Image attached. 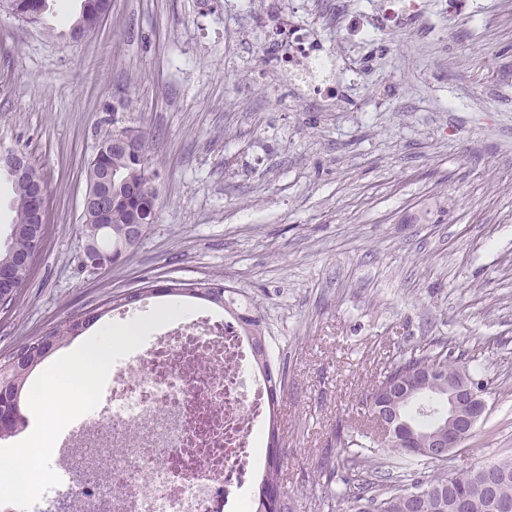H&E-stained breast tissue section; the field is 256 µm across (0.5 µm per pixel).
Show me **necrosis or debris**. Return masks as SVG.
Returning <instances> with one entry per match:
<instances>
[{
	"instance_id": "necrosis-or-debris-1",
	"label": "necrosis or debris",
	"mask_w": 512,
	"mask_h": 512,
	"mask_svg": "<svg viewBox=\"0 0 512 512\" xmlns=\"http://www.w3.org/2000/svg\"><path fill=\"white\" fill-rule=\"evenodd\" d=\"M274 60L311 94L336 95L334 55L305 24L289 28ZM269 407L238 320L180 319L115 363L105 404L60 453L66 479L40 510L243 512Z\"/></svg>"
}]
</instances>
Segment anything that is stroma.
<instances>
[{"label": "stroma", "mask_w": 512, "mask_h": 512, "mask_svg": "<svg viewBox=\"0 0 512 512\" xmlns=\"http://www.w3.org/2000/svg\"><path fill=\"white\" fill-rule=\"evenodd\" d=\"M42 28L0 10V150L49 185L45 235L11 306L0 359L69 315L145 282H220L261 320L284 367L276 411L291 512H327L316 480L336 428L397 351L436 339L487 385L488 416L451 464L512 453V0H306L336 55L337 97L294 85L261 54L294 0H111L81 42L80 0ZM135 125L163 209L127 259L83 265L84 170L113 124Z\"/></svg>", "instance_id": "1"}]
</instances>
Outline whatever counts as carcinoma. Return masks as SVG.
Segmentation results:
<instances>
[{
	"instance_id": "1",
	"label": "carcinoma",
	"mask_w": 512,
	"mask_h": 512,
	"mask_svg": "<svg viewBox=\"0 0 512 512\" xmlns=\"http://www.w3.org/2000/svg\"><path fill=\"white\" fill-rule=\"evenodd\" d=\"M25 12L42 24L44 7L47 0H18ZM100 0H81L80 12L72 23L75 28H85L89 33L98 24L97 11ZM159 176L150 155L139 160L132 156L107 151L98 163H88L85 169L86 186L95 185L105 176H113L110 184L112 199L109 210L108 224L111 228L100 239L104 250H115L122 246L123 235L130 224H152L158 219L163 203H149L145 199L142 187L136 183L143 180V174ZM14 199L12 208L15 212L11 224L10 241L0 251V267L12 265L16 257L36 252L41 237V225L33 223V216L28 203L29 186L25 183H12ZM203 299L216 304L224 311H233L231 291L222 289L212 294L207 287ZM243 328L253 338L256 363L263 370L270 383V399L276 402L278 394L285 383V373H273L269 362V353L262 336L259 320L252 314L240 315ZM79 315H71L56 327L50 335L56 338L58 346L67 344L71 338L83 333ZM17 349L29 354L31 368L15 369L10 357L0 361V373L12 382L11 391L14 401L8 408L10 425L2 431L0 439L10 437L26 425L21 413L20 400L27 390L28 378L32 368L46 360L40 349V338H30L21 342ZM432 366L443 373H451L458 369L456 363L448 360V351L439 341H431L410 350H401L392 358L378 375L371 392L373 400L384 396L389 387L397 379H415ZM399 412L408 420L419 439L427 441L439 425L437 414L420 413L408 404H401ZM378 446L386 449L389 457L388 466H376L370 460L371 445L361 435H354L341 429L336 430V447L339 448L340 463L322 471L324 481L319 483L321 493L327 502L328 512H344L349 504L353 512H448V498L454 493L467 495L478 509L485 504V491L478 480L477 472L485 467H493L505 475L499 482L497 491L504 496L512 497V456L486 461L469 470L451 471L442 465L431 473L417 468L420 462H433V459L416 452L412 448H399L390 439L378 441ZM281 459L275 458L269 463L257 497L254 498L249 512H284L282 499L272 498L268 489L281 488Z\"/></svg>"
}]
</instances>
